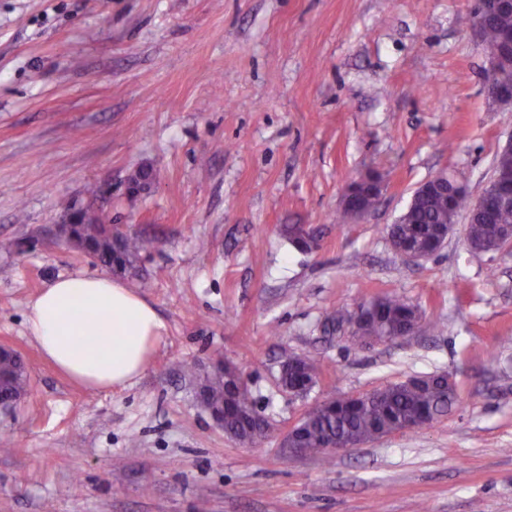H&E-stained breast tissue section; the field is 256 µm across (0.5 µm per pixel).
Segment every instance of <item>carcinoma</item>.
<instances>
[{
  "label": "carcinoma",
  "mask_w": 512,
  "mask_h": 512,
  "mask_svg": "<svg viewBox=\"0 0 512 512\" xmlns=\"http://www.w3.org/2000/svg\"><path fill=\"white\" fill-rule=\"evenodd\" d=\"M512 34V15H501L485 28L484 49L494 53L505 35ZM81 222L71 227L69 242L117 274L136 268L142 252L151 241L140 236L114 235L100 216L79 209ZM445 199L439 194L419 196L404 219L391 224L387 231L402 236L414 235L429 244L434 229L449 221ZM499 224L512 225V207L499 208L488 220L468 225L467 235L478 245L480 252L496 247V228ZM384 319L391 323L399 319L410 304L396 296L383 297ZM28 391V375L19 358L0 360V395L22 399ZM201 399L207 407L220 410L228 403L241 408L255 409L247 386L224 389V372L217 369L201 379ZM458 402L457 394L446 388L445 378L433 375L418 384L400 382L373 390L369 397L346 410L333 411L318 403L300 419L302 442L306 448H320L332 442H369L374 437L389 435L405 426L422 428L431 421L448 414ZM224 433L240 443L251 440L252 434L236 418L224 421Z\"/></svg>",
  "instance_id": "carcinoma-1"
}]
</instances>
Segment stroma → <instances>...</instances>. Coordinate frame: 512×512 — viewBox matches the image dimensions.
Returning a JSON list of instances; mask_svg holds the SVG:
<instances>
[{
	"label": "stroma",
	"mask_w": 512,
	"mask_h": 512,
	"mask_svg": "<svg viewBox=\"0 0 512 512\" xmlns=\"http://www.w3.org/2000/svg\"><path fill=\"white\" fill-rule=\"evenodd\" d=\"M475 4L0 0V343L29 375L0 412V512H512V248L473 254L461 220L413 263L383 232L440 171L479 196L512 140ZM366 172L381 206L341 218ZM67 201L156 243L123 281L167 332L123 387L73 384L25 329L52 280L105 271L60 238ZM385 295L437 329L371 347L331 330ZM289 354L320 366L306 394L278 384ZM219 360L266 438L241 445L199 405L194 374ZM434 373L459 402L430 426L282 456L315 403ZM367 189H371L370 194L379 196V203L375 209L380 206L384 191L380 177L373 172L363 174L352 179L343 189L341 207L347 217L360 219L375 210L367 208L364 204Z\"/></svg>",
	"instance_id": "obj_1"
}]
</instances>
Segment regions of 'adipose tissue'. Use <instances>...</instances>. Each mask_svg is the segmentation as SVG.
I'll list each match as a JSON object with an SVG mask.
<instances>
[{
    "instance_id": "1",
    "label": "adipose tissue",
    "mask_w": 512,
    "mask_h": 512,
    "mask_svg": "<svg viewBox=\"0 0 512 512\" xmlns=\"http://www.w3.org/2000/svg\"><path fill=\"white\" fill-rule=\"evenodd\" d=\"M25 327L42 356L72 382L105 391L148 367L166 325L153 305L106 275L62 276L27 305Z\"/></svg>"
}]
</instances>
